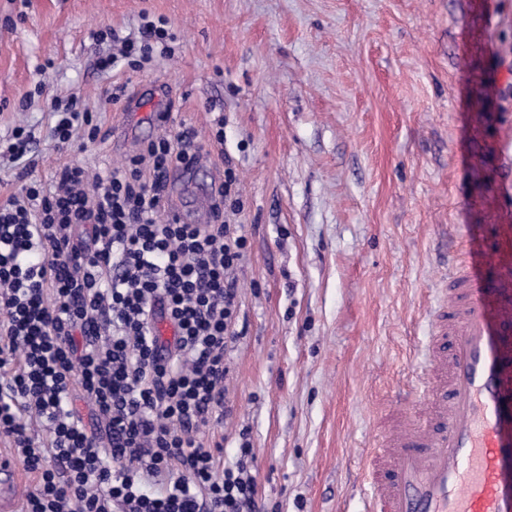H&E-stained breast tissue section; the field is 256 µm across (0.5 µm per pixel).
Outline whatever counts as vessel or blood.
<instances>
[{
    "instance_id": "1",
    "label": "vessel or blood",
    "mask_w": 512,
    "mask_h": 512,
    "mask_svg": "<svg viewBox=\"0 0 512 512\" xmlns=\"http://www.w3.org/2000/svg\"><path fill=\"white\" fill-rule=\"evenodd\" d=\"M365 457L363 512H512V301H493L466 253L448 270L415 391ZM24 491L0 458V512Z\"/></svg>"
}]
</instances>
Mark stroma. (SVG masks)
<instances>
[{
	"label": "stroma",
	"mask_w": 512,
	"mask_h": 512,
	"mask_svg": "<svg viewBox=\"0 0 512 512\" xmlns=\"http://www.w3.org/2000/svg\"><path fill=\"white\" fill-rule=\"evenodd\" d=\"M145 13L169 21L172 55L101 74L112 45L92 31L136 32ZM115 82L131 91L124 137ZM60 92L97 113L85 149L50 136ZM168 108L203 147L174 196L206 222L232 163L249 240L214 437L230 461L247 435L265 512H359L361 462L455 248L512 279V0H0V139L31 131L30 179L119 165Z\"/></svg>",
	"instance_id": "35a3bbf8"
}]
</instances>
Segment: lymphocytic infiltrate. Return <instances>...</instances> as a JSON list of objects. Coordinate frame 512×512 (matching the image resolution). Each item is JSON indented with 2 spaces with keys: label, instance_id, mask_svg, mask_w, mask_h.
<instances>
[{
  "label": "lymphocytic infiltrate",
  "instance_id": "obj_1",
  "mask_svg": "<svg viewBox=\"0 0 512 512\" xmlns=\"http://www.w3.org/2000/svg\"><path fill=\"white\" fill-rule=\"evenodd\" d=\"M140 69L177 39L161 16L138 36L93 32ZM59 149L96 142L100 127L73 94L55 95ZM182 129L123 164L60 167L53 188L30 182L0 205V439L34 484L22 512H261L242 442L225 462L203 429L224 415L227 354L242 331L236 272L247 250L224 219L240 192L232 168L206 224L162 219V177L193 156ZM174 327L160 344L155 315ZM89 401L101 425L74 409Z\"/></svg>",
  "mask_w": 512,
  "mask_h": 512
}]
</instances>
